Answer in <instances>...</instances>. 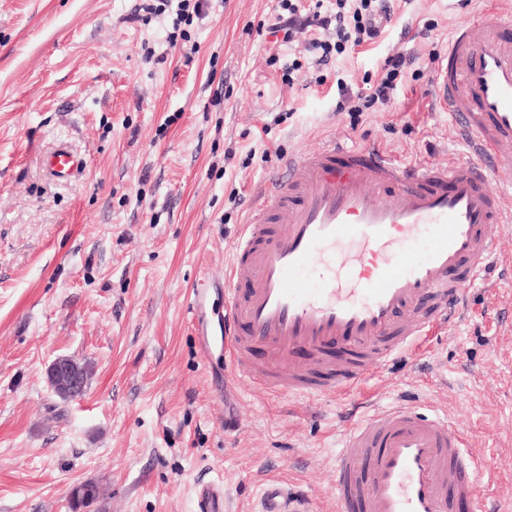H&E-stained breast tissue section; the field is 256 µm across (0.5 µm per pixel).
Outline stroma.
<instances>
[{"label": "stroma", "mask_w": 512, "mask_h": 512, "mask_svg": "<svg viewBox=\"0 0 512 512\" xmlns=\"http://www.w3.org/2000/svg\"><path fill=\"white\" fill-rule=\"evenodd\" d=\"M142 0H0V512H196L195 487L251 512L275 477L335 512L339 401L224 389L220 342L201 351L191 289L220 279L254 191L278 158L334 138L402 159L468 158L434 111L433 55L483 6L411 0L379 42L315 66L304 38L261 25L281 0H201L171 40ZM414 56L390 103L367 92L386 56ZM65 145L86 161L51 176ZM467 314L428 355L376 367L377 411L402 399L467 428L486 478L512 504V289L465 287ZM88 365L61 401L58 357ZM232 417L240 429L225 433ZM73 511L84 509L100 498V488L94 482L83 483L71 492Z\"/></svg>", "instance_id": "35a3bbf8"}]
</instances>
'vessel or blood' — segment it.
Listing matches in <instances>:
<instances>
[{
    "instance_id": "vessel-or-blood-1",
    "label": "vessel or blood",
    "mask_w": 512,
    "mask_h": 512,
    "mask_svg": "<svg viewBox=\"0 0 512 512\" xmlns=\"http://www.w3.org/2000/svg\"><path fill=\"white\" fill-rule=\"evenodd\" d=\"M433 95L472 158L429 165L333 139L288 155L257 189L223 278L190 292L201 349L221 336L228 386L343 396L336 512H455L480 497L486 464L463 430L405 402L369 414L367 384L373 365L414 356L455 325L463 284L512 272L500 247L512 212L489 188L493 179L512 188L511 5L482 8L451 31ZM215 294L224 298L217 323ZM301 349L309 364L296 362ZM196 503L224 512V491L200 486ZM257 512L314 509L308 494L274 481Z\"/></svg>"
}]
</instances>
